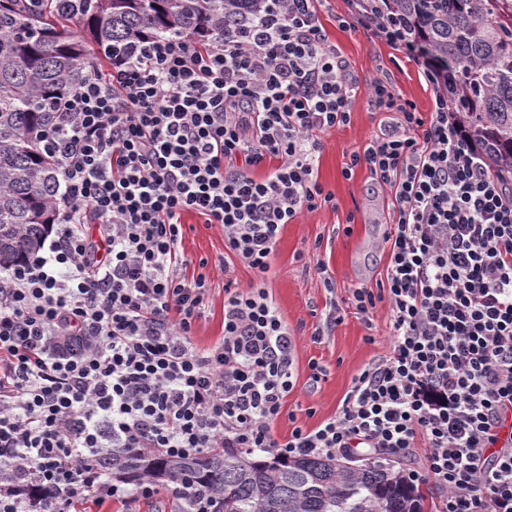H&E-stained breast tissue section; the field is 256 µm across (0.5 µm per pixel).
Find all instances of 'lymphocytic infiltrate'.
<instances>
[{
	"mask_svg": "<svg viewBox=\"0 0 512 512\" xmlns=\"http://www.w3.org/2000/svg\"><path fill=\"white\" fill-rule=\"evenodd\" d=\"M321 0H266L208 43L148 40L64 100L46 144L64 191L49 243L0 272V512H70L132 493L113 449L193 457L246 448L280 458L391 456L418 448L410 484L433 512H512V180L471 147L440 75L396 16L362 27L424 65L429 114L376 83L395 119L351 154L394 199L384 282L358 287L363 320L390 314L387 355L331 418L275 423L294 388V334L265 278L284 225L333 200L317 177L322 134L349 124L357 79L318 19ZM221 227L256 279L224 284V334L193 339L206 273L185 277L182 217Z\"/></svg>",
	"mask_w": 512,
	"mask_h": 512,
	"instance_id": "f902f5d3",
	"label": "lymphocytic infiltrate"
}]
</instances>
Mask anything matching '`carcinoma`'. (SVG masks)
Here are the masks:
<instances>
[{
	"label": "carcinoma",
	"mask_w": 512,
	"mask_h": 512,
	"mask_svg": "<svg viewBox=\"0 0 512 512\" xmlns=\"http://www.w3.org/2000/svg\"><path fill=\"white\" fill-rule=\"evenodd\" d=\"M264 0H0V269L37 251L56 221L59 167L45 149L65 96L115 51L157 37L208 42L260 14ZM427 48L448 105L493 170L512 173V0H385ZM87 26L96 55L71 23ZM112 477L194 492L213 512H424L402 471L368 460L283 459L235 448L194 458L112 452Z\"/></svg>",
	"instance_id": "carcinoma-1"
}]
</instances>
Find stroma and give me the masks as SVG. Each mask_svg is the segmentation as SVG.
Masks as SVG:
<instances>
[{
	"label": "stroma",
	"instance_id": "1",
	"mask_svg": "<svg viewBox=\"0 0 512 512\" xmlns=\"http://www.w3.org/2000/svg\"><path fill=\"white\" fill-rule=\"evenodd\" d=\"M351 8V0H325L318 12L328 39L346 61L360 85L392 83L403 98L418 111L430 112L433 90L422 69L386 41L363 29L339 28L336 17ZM351 121L322 137L323 149L318 180L334 200L318 210L302 214L285 225L271 260L266 288L297 338L294 359L295 387L286 399L295 421L281 419L274 431L286 437L294 425L313 427L335 415L354 375L369 362L385 356L389 346L390 323L384 307H377L371 323H364L350 298L353 288L375 287L386 267V255L379 243L395 220L390 192L377 187L365 169L352 177L343 170L353 151L372 135L392 123L394 116L376 110L366 93H358L350 104ZM182 246L191 260L189 273H196L199 260H207L212 288L210 303L194 328V341L206 345L222 334L224 323V280L232 278L248 286L254 273L238 261H225L224 237L218 226L204 223L193 214L184 215ZM316 255L336 283L327 291L322 278L304 266L303 256ZM230 275H223L222 264ZM335 301L341 321L320 341H312L322 326L325 306ZM318 361L326 375L317 387H309V361Z\"/></svg>",
	"mask_w": 512,
	"mask_h": 512
}]
</instances>
